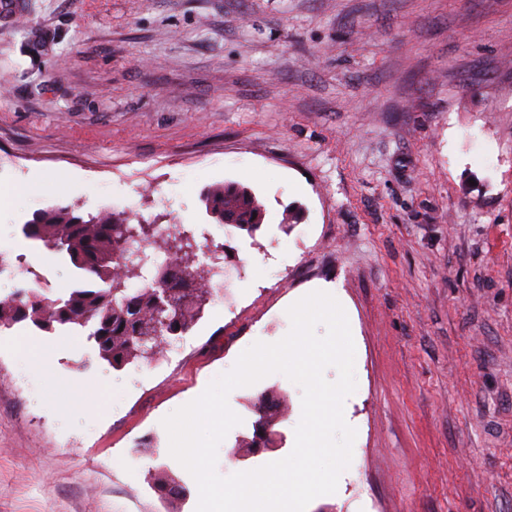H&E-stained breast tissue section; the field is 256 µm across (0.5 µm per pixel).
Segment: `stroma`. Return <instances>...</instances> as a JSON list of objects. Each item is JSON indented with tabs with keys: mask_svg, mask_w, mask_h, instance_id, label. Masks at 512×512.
Instances as JSON below:
<instances>
[{
	"mask_svg": "<svg viewBox=\"0 0 512 512\" xmlns=\"http://www.w3.org/2000/svg\"><path fill=\"white\" fill-rule=\"evenodd\" d=\"M18 2L0 12V250L48 205L107 207L212 232L225 288L166 358L119 370L85 337L0 329V512H168L164 471L196 512L163 419L313 291L349 312L357 435L307 512H512V0ZM224 181L262 203L255 234L207 215ZM265 392L289 412L256 453ZM301 396L279 373L232 390L217 473L288 456Z\"/></svg>",
	"mask_w": 512,
	"mask_h": 512,
	"instance_id": "1",
	"label": "stroma"
}]
</instances>
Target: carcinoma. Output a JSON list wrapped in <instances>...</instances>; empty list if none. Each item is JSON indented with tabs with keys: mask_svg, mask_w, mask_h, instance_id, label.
Here are the masks:
<instances>
[{
	"mask_svg": "<svg viewBox=\"0 0 512 512\" xmlns=\"http://www.w3.org/2000/svg\"><path fill=\"white\" fill-rule=\"evenodd\" d=\"M207 214L217 224L233 226L253 234L263 223V209L255 193L234 182L215 184L202 193ZM23 236L44 247L58 245L54 253L74 268L71 286L52 296L31 282L16 289L17 298L0 300V326L27 323L55 333L67 325L88 329L86 341L95 345L98 357L114 368L138 359H152L168 352L201 317L215 288L206 287L205 273L192 258L193 237L185 232L170 237L162 226L133 220L125 211L103 209L83 215L75 206L51 205L33 213L22 228ZM156 247L163 261L147 253L142 245ZM155 267V287L136 288L147 265ZM167 289L168 310L162 314L176 323L171 334L158 318V299ZM287 401L266 393L257 413L265 432L253 433L247 447L255 452L269 448L274 421ZM171 502L183 500L187 489L172 475L156 484Z\"/></svg>",
	"mask_w": 512,
	"mask_h": 512,
	"instance_id": "cac0c4a2",
	"label": "carcinoma"
}]
</instances>
